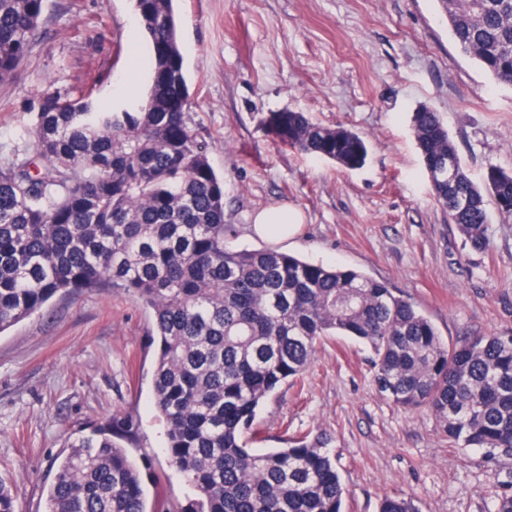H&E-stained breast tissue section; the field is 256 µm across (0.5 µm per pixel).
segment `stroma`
Here are the masks:
<instances>
[{"mask_svg":"<svg viewBox=\"0 0 512 512\" xmlns=\"http://www.w3.org/2000/svg\"><path fill=\"white\" fill-rule=\"evenodd\" d=\"M192 104L186 121L224 177L232 247L272 248L352 268L406 295L443 341L512 334V217L491 213L489 244L472 250L435 202L410 126L439 112L471 179L512 169V87L495 84L455 46L437 0H176ZM148 49L132 0H45L44 22L16 78L0 85V143L31 122L43 90L95 86L99 99L143 92ZM291 110L343 127L368 145L349 170L302 153L272 117ZM270 205L305 220L286 240L258 237ZM152 320L133 296L102 288L58 297L0 336V477L17 512H43L44 491L79 430L130 415L135 458L148 459V501L177 512L189 493L164 448L150 378ZM265 447L327 434L346 486L344 512H378L385 497L418 512H494L481 453L451 446L434 416L382 395L370 352L346 336L317 342L310 367L262 406Z\"/></svg>","mask_w":512,"mask_h":512,"instance_id":"obj_1","label":"stroma"}]
</instances>
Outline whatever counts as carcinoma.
<instances>
[{"mask_svg": "<svg viewBox=\"0 0 512 512\" xmlns=\"http://www.w3.org/2000/svg\"><path fill=\"white\" fill-rule=\"evenodd\" d=\"M461 53L512 86V0H438ZM44 0H0V84L14 80L36 40ZM148 71L175 70L190 89L174 0H134ZM171 89L150 83L124 112L94 89L40 94L35 123L12 135L0 165V334L59 296L119 288L149 310L152 400L169 463L191 495L179 512H342L345 487L325 433L256 451L266 399L306 371L323 336L369 347L380 393L428 408L448 442L476 448L494 468L495 512H512V335L442 342L407 297L359 271L307 262L271 248L235 249L224 223V181ZM289 146L357 169L358 134L279 112ZM412 131L431 192L471 248L487 247L486 195L512 216V169L472 182L440 114L414 112ZM453 166L451 177L436 170ZM139 426L114 417L80 431L53 461L44 512H150V467H138ZM16 494L0 480V512ZM379 512H417L387 497Z\"/></svg>", "mask_w": 512, "mask_h": 512, "instance_id": "carcinoma-1", "label": "carcinoma"}]
</instances>
